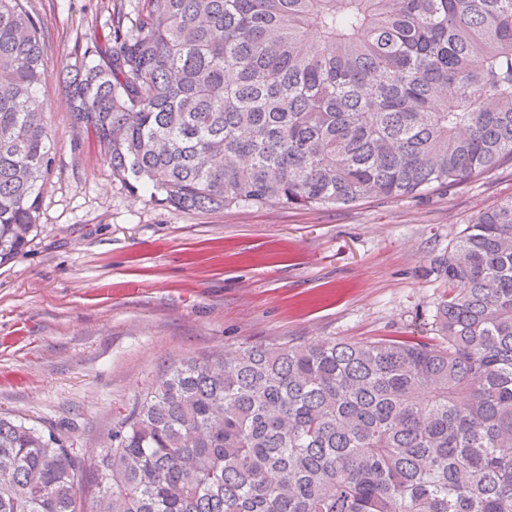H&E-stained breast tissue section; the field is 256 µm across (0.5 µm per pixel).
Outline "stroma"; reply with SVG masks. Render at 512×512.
<instances>
[{
  "label": "stroma",
  "mask_w": 512,
  "mask_h": 512,
  "mask_svg": "<svg viewBox=\"0 0 512 512\" xmlns=\"http://www.w3.org/2000/svg\"><path fill=\"white\" fill-rule=\"evenodd\" d=\"M26 0L45 35L53 169L25 253L0 265V413L99 454L173 365L255 343L434 335L431 262L477 212L512 199V166L418 197L181 212L132 194L70 120L58 75L103 41L114 4Z\"/></svg>",
  "instance_id": "1"
}]
</instances>
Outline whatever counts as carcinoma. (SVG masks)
<instances>
[{
  "mask_svg": "<svg viewBox=\"0 0 512 512\" xmlns=\"http://www.w3.org/2000/svg\"><path fill=\"white\" fill-rule=\"evenodd\" d=\"M66 78L131 193L301 209L512 165V0H144ZM43 33L0 0V263L53 166ZM438 342L253 344L182 361L91 462L0 414V512H512V199L435 266Z\"/></svg>",
  "mask_w": 512,
  "mask_h": 512,
  "instance_id": "1",
  "label": "carcinoma"
}]
</instances>
